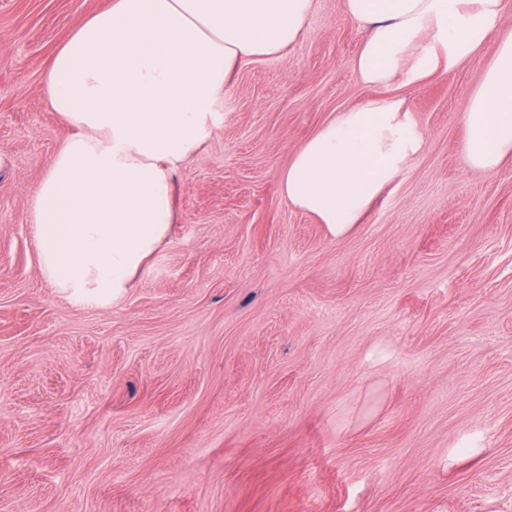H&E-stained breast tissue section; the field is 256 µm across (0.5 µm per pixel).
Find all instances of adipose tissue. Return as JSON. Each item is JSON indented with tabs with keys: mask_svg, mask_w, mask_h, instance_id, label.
Wrapping results in <instances>:
<instances>
[{
	"mask_svg": "<svg viewBox=\"0 0 512 512\" xmlns=\"http://www.w3.org/2000/svg\"><path fill=\"white\" fill-rule=\"evenodd\" d=\"M313 0H111L49 60L46 100L71 128L29 202L40 271L80 305L123 297L169 240L175 176L222 124L234 73L301 37ZM363 30L365 86L415 85L486 45L490 64L462 112L469 168L512 161V33L504 0H343ZM400 96L346 107L293 154L278 192L342 238L424 149Z\"/></svg>",
	"mask_w": 512,
	"mask_h": 512,
	"instance_id": "adipose-tissue-1",
	"label": "adipose tissue"
}]
</instances>
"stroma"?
Listing matches in <instances>:
<instances>
[{
	"label": "stroma",
	"mask_w": 512,
	"mask_h": 512,
	"mask_svg": "<svg viewBox=\"0 0 512 512\" xmlns=\"http://www.w3.org/2000/svg\"><path fill=\"white\" fill-rule=\"evenodd\" d=\"M107 2L0 0V512H512V162L459 151L490 51L393 86L426 148L331 239L279 175L376 92L343 0H315L236 74L167 246L82 306L28 209L70 133L47 63Z\"/></svg>",
	"instance_id": "stroma-1"
}]
</instances>
